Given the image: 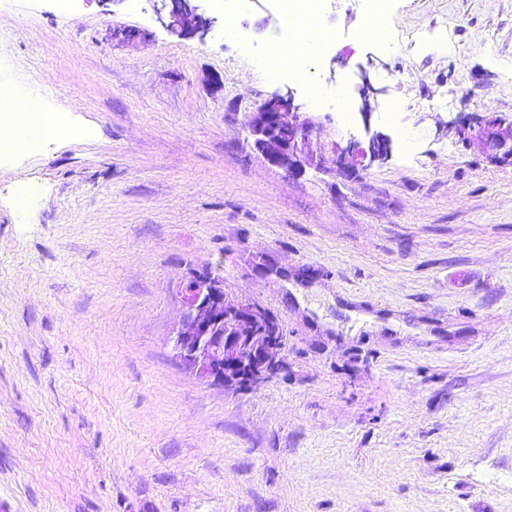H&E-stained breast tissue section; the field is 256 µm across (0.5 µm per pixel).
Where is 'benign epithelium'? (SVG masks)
I'll return each mask as SVG.
<instances>
[{
	"instance_id": "1",
	"label": "benign epithelium",
	"mask_w": 512,
	"mask_h": 512,
	"mask_svg": "<svg viewBox=\"0 0 512 512\" xmlns=\"http://www.w3.org/2000/svg\"><path fill=\"white\" fill-rule=\"evenodd\" d=\"M155 11L168 18L166 27L186 37L211 24L198 13L193 0H152ZM320 125L301 111L292 93L275 94L251 114L248 131L255 149L271 165L296 174L303 170L306 149ZM459 126L455 133L475 142L496 163L512 164V120L489 115L480 121L479 131ZM337 157L351 154L362 167L387 157L388 140L371 136L363 148L356 141L335 147ZM184 316L173 340V353L182 367L200 380L221 386L250 389L275 374L281 364L283 332L265 311L237 302L224 294V284L210 276L189 279L182 289Z\"/></svg>"
}]
</instances>
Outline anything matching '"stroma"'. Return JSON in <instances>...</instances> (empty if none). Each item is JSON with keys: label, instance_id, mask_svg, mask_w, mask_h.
<instances>
[{"label": "stroma", "instance_id": "35a3bbf8", "mask_svg": "<svg viewBox=\"0 0 512 512\" xmlns=\"http://www.w3.org/2000/svg\"><path fill=\"white\" fill-rule=\"evenodd\" d=\"M206 14L0 0V83L82 130L0 155V512H512V165L448 127L512 120V0H394V52L331 0L277 80L275 0L232 37ZM287 90L320 119L297 176L246 131ZM375 133L387 158L337 165ZM195 273L277 319L276 374L178 364ZM155 11L168 18L166 27L174 35L186 37L197 33L199 29L210 26L211 20L198 13L194 1L205 0H151Z\"/></svg>", "mask_w": 512, "mask_h": 512}]
</instances>
